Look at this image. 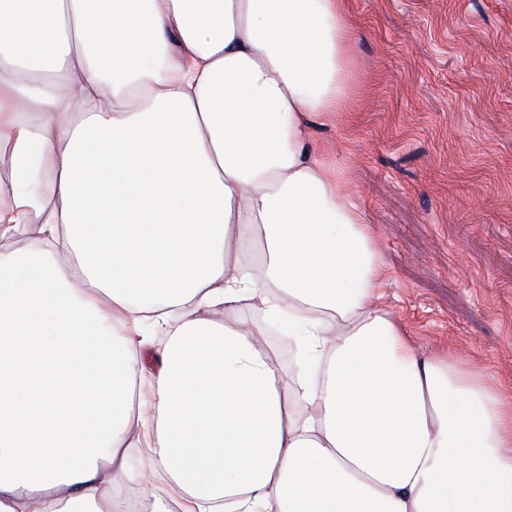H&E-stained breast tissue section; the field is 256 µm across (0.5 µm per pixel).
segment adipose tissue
I'll list each match as a JSON object with an SVG mask.
<instances>
[{"instance_id": "adipose-tissue-1", "label": "adipose tissue", "mask_w": 512, "mask_h": 512, "mask_svg": "<svg viewBox=\"0 0 512 512\" xmlns=\"http://www.w3.org/2000/svg\"><path fill=\"white\" fill-rule=\"evenodd\" d=\"M351 50L346 0H0V238L50 244L0 254V512H115L141 447L148 512H512V389L378 309L313 140Z\"/></svg>"}]
</instances>
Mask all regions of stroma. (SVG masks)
I'll use <instances>...</instances> for the list:
<instances>
[{
    "label": "stroma",
    "mask_w": 512,
    "mask_h": 512,
    "mask_svg": "<svg viewBox=\"0 0 512 512\" xmlns=\"http://www.w3.org/2000/svg\"><path fill=\"white\" fill-rule=\"evenodd\" d=\"M347 111L314 139L354 188L423 356L512 384V0H348Z\"/></svg>",
    "instance_id": "35a3bbf8"
}]
</instances>
